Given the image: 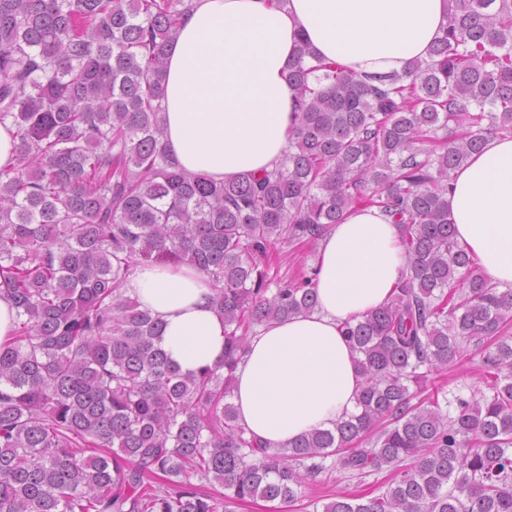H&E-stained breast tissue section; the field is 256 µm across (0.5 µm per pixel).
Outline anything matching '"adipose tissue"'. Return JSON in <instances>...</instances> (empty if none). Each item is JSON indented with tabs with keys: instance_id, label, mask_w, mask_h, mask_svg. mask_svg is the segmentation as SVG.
Masks as SVG:
<instances>
[{
	"instance_id": "obj_1",
	"label": "adipose tissue",
	"mask_w": 512,
	"mask_h": 512,
	"mask_svg": "<svg viewBox=\"0 0 512 512\" xmlns=\"http://www.w3.org/2000/svg\"><path fill=\"white\" fill-rule=\"evenodd\" d=\"M448 0H192L168 48L164 141L178 165L223 182L279 163L295 127L288 65L299 40L358 73L403 72L426 59ZM455 238L493 282L512 284V135L486 140L451 173ZM401 228L374 206L352 208L318 241L314 312L259 327L235 370L233 404L248 435L284 448L356 410L362 376L341 333L387 302L402 277ZM163 326L181 371L224 359V319L206 275L145 264L123 286Z\"/></svg>"
}]
</instances>
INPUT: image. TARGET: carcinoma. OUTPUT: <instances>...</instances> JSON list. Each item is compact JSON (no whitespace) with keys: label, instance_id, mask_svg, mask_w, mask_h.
I'll use <instances>...</instances> for the list:
<instances>
[{"label":"carcinoma","instance_id":"obj_1","mask_svg":"<svg viewBox=\"0 0 512 512\" xmlns=\"http://www.w3.org/2000/svg\"><path fill=\"white\" fill-rule=\"evenodd\" d=\"M185 0H0V512H233L286 508L335 470L391 468L379 494L322 512H512V341L485 352L492 395L455 397L428 374L482 347L512 314L454 239L450 173L512 134V0H448L425 60L360 77L301 41L298 124L279 166L215 183L163 143L167 48ZM373 205L403 228L392 297L345 324L364 378L357 411L271 450L238 425L248 336L309 313L315 268L271 272L279 244H315ZM187 264L224 316L223 370L184 374L161 322L122 286L144 260ZM331 464H326L327 460ZM219 485L211 493L205 485Z\"/></svg>","mask_w":512,"mask_h":512}]
</instances>
